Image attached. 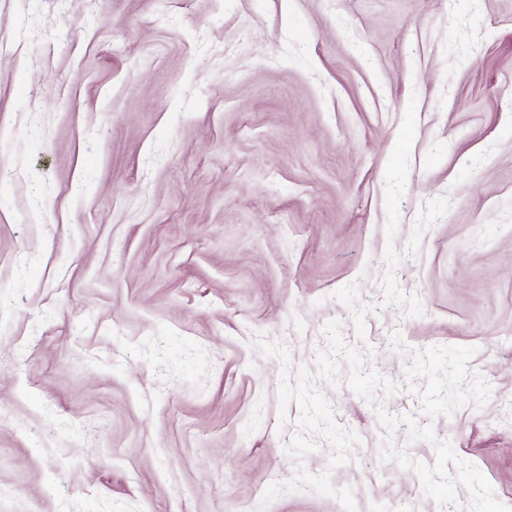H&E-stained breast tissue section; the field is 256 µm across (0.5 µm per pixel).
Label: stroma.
Segmentation results:
<instances>
[{"label":"stroma","mask_w":512,"mask_h":512,"mask_svg":"<svg viewBox=\"0 0 512 512\" xmlns=\"http://www.w3.org/2000/svg\"><path fill=\"white\" fill-rule=\"evenodd\" d=\"M0 512L441 506L323 329L512 506V0H0Z\"/></svg>","instance_id":"1"}]
</instances>
